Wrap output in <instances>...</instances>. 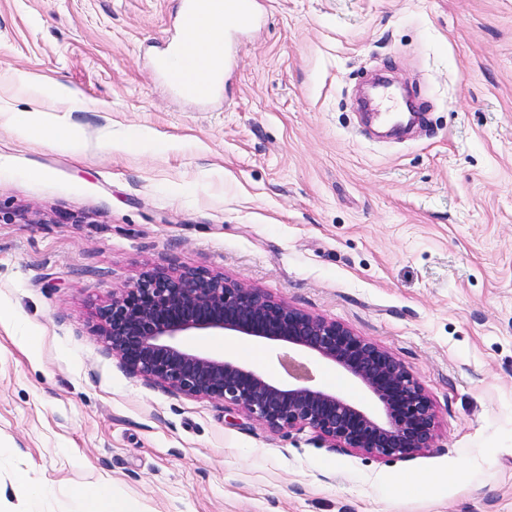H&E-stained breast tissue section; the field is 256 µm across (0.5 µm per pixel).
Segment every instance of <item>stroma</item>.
<instances>
[{"instance_id": "obj_1", "label": "stroma", "mask_w": 512, "mask_h": 512, "mask_svg": "<svg viewBox=\"0 0 512 512\" xmlns=\"http://www.w3.org/2000/svg\"><path fill=\"white\" fill-rule=\"evenodd\" d=\"M182 4L0 0V512L33 490L39 512H82L94 483L135 512H512V0H253L207 97L159 66ZM376 74L421 115L404 138L368 129ZM20 113L72 137L36 140ZM156 266L392 353L433 403V447L340 452L134 375L92 325ZM188 342L288 379L278 345ZM408 474L420 492H397Z\"/></svg>"}]
</instances>
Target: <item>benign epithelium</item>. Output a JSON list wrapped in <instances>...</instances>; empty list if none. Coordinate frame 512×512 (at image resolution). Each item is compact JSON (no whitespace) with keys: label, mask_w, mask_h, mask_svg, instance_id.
<instances>
[{"label":"benign epithelium","mask_w":512,"mask_h":512,"mask_svg":"<svg viewBox=\"0 0 512 512\" xmlns=\"http://www.w3.org/2000/svg\"><path fill=\"white\" fill-rule=\"evenodd\" d=\"M94 333L144 378L175 394L221 401L271 431L307 426L333 448L379 458L408 457L433 446L432 403L399 359L335 321L222 275L147 270L99 309ZM212 335L283 342L330 362L371 392L381 413L308 385L307 364L292 357L284 367L296 383L286 385L185 342Z\"/></svg>","instance_id":"benign-epithelium-1"}]
</instances>
